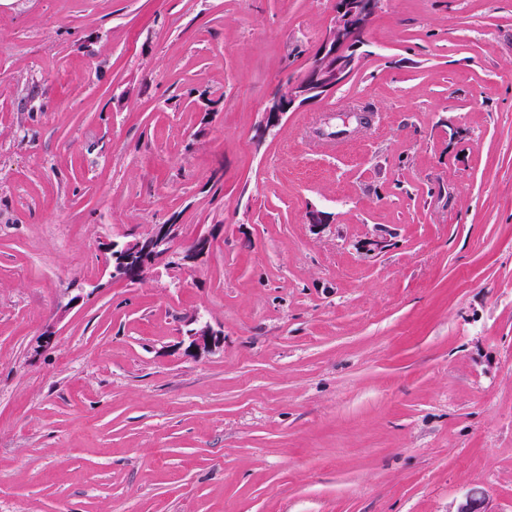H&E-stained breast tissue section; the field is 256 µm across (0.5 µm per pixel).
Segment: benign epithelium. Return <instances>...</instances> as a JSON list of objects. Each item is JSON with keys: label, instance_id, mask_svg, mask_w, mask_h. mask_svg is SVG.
Segmentation results:
<instances>
[{"label": "benign epithelium", "instance_id": "obj_1", "mask_svg": "<svg viewBox=\"0 0 512 512\" xmlns=\"http://www.w3.org/2000/svg\"><path fill=\"white\" fill-rule=\"evenodd\" d=\"M379 7L380 0H336L332 19L313 50L309 66L300 77L290 80L291 94L285 99L273 95L265 103L263 126H273L284 114L325 99L349 81L359 65V49ZM170 228L169 224H160L145 236L111 247L107 261L110 276L137 279L163 258L174 267L197 265L208 253L209 239L201 237L179 248ZM186 335L189 347L195 350L205 351L216 343V332L198 320L190 323Z\"/></svg>", "mask_w": 512, "mask_h": 512}]
</instances>
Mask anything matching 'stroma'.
I'll use <instances>...</instances> for the list:
<instances>
[{
	"label": "stroma",
	"instance_id": "obj_1",
	"mask_svg": "<svg viewBox=\"0 0 512 512\" xmlns=\"http://www.w3.org/2000/svg\"><path fill=\"white\" fill-rule=\"evenodd\" d=\"M332 4L0 0V512H512V0H383L260 135ZM380 2L336 0L332 19L313 50L309 66L300 77L289 81L291 94L288 95V79L275 90V94L288 98L273 95L265 103L262 132L267 126L275 125L287 112L323 100L349 81L359 65V49ZM171 224H159L151 233L109 249L107 268L112 277L138 279L146 269H154L166 258L174 267L190 268L208 253L209 239L201 237L180 248L170 234ZM186 332L189 338V347L195 350H209L216 343V335L212 327L208 323H203L198 320L192 321Z\"/></svg>",
	"mask_w": 512,
	"mask_h": 512
}]
</instances>
